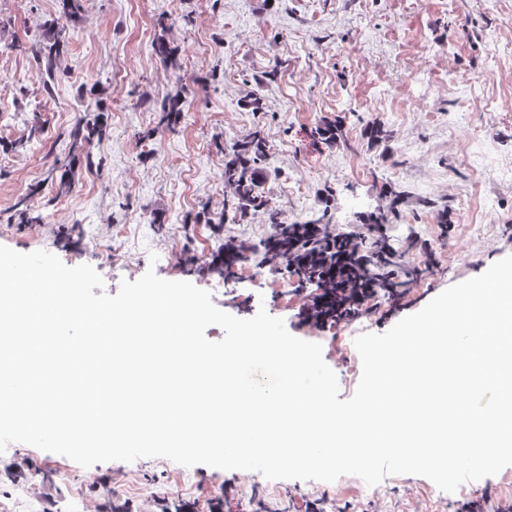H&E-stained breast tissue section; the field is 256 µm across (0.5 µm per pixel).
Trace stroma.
<instances>
[{
    "instance_id": "1",
    "label": "stroma",
    "mask_w": 512,
    "mask_h": 512,
    "mask_svg": "<svg viewBox=\"0 0 512 512\" xmlns=\"http://www.w3.org/2000/svg\"><path fill=\"white\" fill-rule=\"evenodd\" d=\"M57 10V0H0V245L91 265L111 295L151 268L209 291L235 317L266 309L294 336L321 344L343 400L362 365L345 344L330 343L335 323L304 319L315 285L255 260L226 276L203 268L217 246L214 225L250 244L273 232L261 210L223 224L226 145L264 131L273 152L265 190L282 221L323 215L359 233L364 217L384 213L392 240L415 241L405 261L426 265V273L398 301L373 296L349 327L385 332L512 255V178L473 163L484 149L512 165V0H83L47 92L30 45ZM160 37L180 48L178 67L152 52ZM175 94L183 117L171 129L155 106ZM253 97L260 110L248 107ZM100 112L105 136L88 150L73 147L71 129ZM336 116L343 121L336 143L311 137ZM371 126L383 128L384 139L369 140ZM70 163L74 176L64 186L61 168ZM37 184L42 192L31 195ZM392 189L404 194L399 205ZM23 197L43 223L11 221ZM64 227L70 239L61 238ZM284 291L299 303L283 305ZM60 469L69 483L55 480ZM36 471L44 479L29 497L40 512H96L106 493L133 512L184 503L209 512L218 497L224 512H308L313 502L323 512H424L426 495L438 512H461L480 487L474 481L447 493L422 476H390L373 499L360 494L358 477L344 475L279 480L258 501L235 470L165 458L84 468L13 443L0 453V512H16V490Z\"/></svg>"
}]
</instances>
